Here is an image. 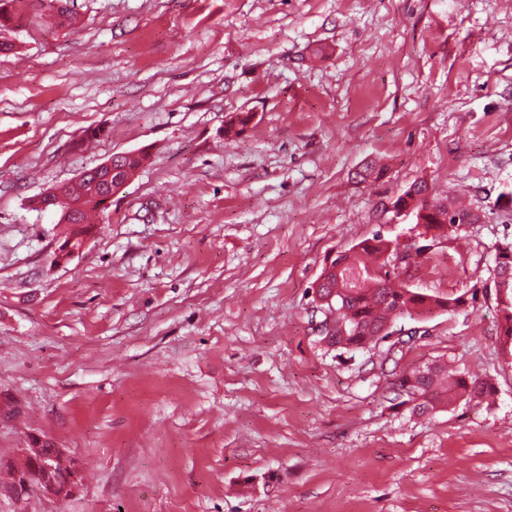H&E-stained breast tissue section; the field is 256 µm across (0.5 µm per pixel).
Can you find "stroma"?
Instances as JSON below:
<instances>
[{
  "instance_id": "35a3bbf8",
  "label": "stroma",
  "mask_w": 512,
  "mask_h": 512,
  "mask_svg": "<svg viewBox=\"0 0 512 512\" xmlns=\"http://www.w3.org/2000/svg\"><path fill=\"white\" fill-rule=\"evenodd\" d=\"M26 0L0 42V512H512V0ZM254 119L233 141L224 123ZM145 164L83 249L52 262L35 209L113 154ZM375 161L378 179L356 173ZM428 183L479 215L421 236ZM409 239L410 288L474 291L395 336L328 347L326 259ZM490 379L419 417L402 375ZM66 501L3 484L31 438ZM510 254L507 260L497 262L495 288L498 293L503 291L505 298L500 309V335L504 337L505 344H512V248L507 247Z\"/></svg>"
}]
</instances>
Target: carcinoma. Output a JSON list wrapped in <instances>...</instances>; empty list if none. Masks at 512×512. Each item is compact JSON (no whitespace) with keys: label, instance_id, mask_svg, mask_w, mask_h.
<instances>
[{"label":"carcinoma","instance_id":"obj_1","mask_svg":"<svg viewBox=\"0 0 512 512\" xmlns=\"http://www.w3.org/2000/svg\"><path fill=\"white\" fill-rule=\"evenodd\" d=\"M249 112H239L226 121L224 138L235 140L252 121ZM146 161V154L134 152L117 159L121 175L128 178L140 169ZM58 193L51 200H35L37 205H46L66 212L70 208L71 190L68 186L57 187ZM430 199L431 209L423 215L422 227L426 232L437 235L448 233V216H459L473 224L478 216L472 210L458 207L447 198H440L429 191L426 184H416L398 196L397 202L417 214L423 209L425 199ZM98 210L94 200L86 202L79 212L77 223L71 225L70 232L64 236V242L80 243L92 231L88 224L91 212ZM395 250L394 242L376 233L355 244L350 250L338 253L323 268L326 284L320 294L332 298L326 308L339 311L338 320L342 321L346 332L327 342L330 347L358 350L367 344L387 337L382 329L391 315L411 316L415 313L436 310L454 311L466 303V294L456 297H441L422 293L403 285L399 288L388 286L387 277L370 276V273L386 269ZM495 288L503 291L505 298L500 309V335L507 344H512V248L507 259L496 265ZM401 386L405 387V399L401 404H409L412 411L424 415L449 403L451 397H480L490 390L485 381L457 378L448 381V367L434 364L414 369L403 377Z\"/></svg>","mask_w":512,"mask_h":512}]
</instances>
